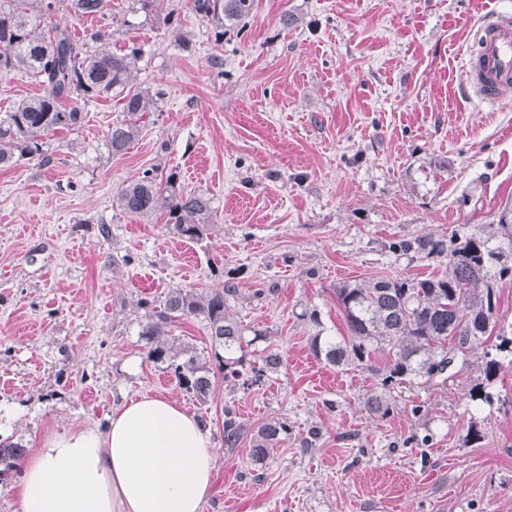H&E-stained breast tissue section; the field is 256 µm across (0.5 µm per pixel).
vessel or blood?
Listing matches in <instances>:
<instances>
[{"mask_svg":"<svg viewBox=\"0 0 512 512\" xmlns=\"http://www.w3.org/2000/svg\"><path fill=\"white\" fill-rule=\"evenodd\" d=\"M477 44L478 54L471 60L472 84L486 100H498L512 88V21L487 18Z\"/></svg>","mask_w":512,"mask_h":512,"instance_id":"obj_1","label":"vessel or blood"}]
</instances>
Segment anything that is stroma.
<instances>
[{"mask_svg":"<svg viewBox=\"0 0 512 512\" xmlns=\"http://www.w3.org/2000/svg\"><path fill=\"white\" fill-rule=\"evenodd\" d=\"M183 2L169 5L191 53L159 16L113 38L144 51L136 86L167 92L125 153L107 148L121 112L103 99L50 137L48 165L0 168V439L34 449L48 432L105 424L124 401L166 396L212 435L202 512H512V366L488 386L493 405L470 409L484 366L472 349L446 383L396 389L380 418L363 401L384 355L340 370L308 346L319 328L345 334L339 284L445 272L393 242L485 230L512 200V91L485 101L463 63L473 31L512 18V0H257L244 35L221 38ZM446 67L452 97L435 88ZM149 168L210 199L202 239L113 208ZM228 281L227 316L267 334L248 359L267 347L281 367L248 391L215 372L202 404L149 359L145 306ZM170 334L213 359L203 317L175 319ZM228 407L244 428L231 450ZM273 419L288 433L254 462L251 439Z\"/></svg>","mask_w":512,"mask_h":512,"instance_id":"1","label":"stroma"}]
</instances>
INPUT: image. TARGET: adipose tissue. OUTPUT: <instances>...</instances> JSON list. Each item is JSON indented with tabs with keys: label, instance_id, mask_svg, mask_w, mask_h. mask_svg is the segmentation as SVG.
Returning <instances> with one entry per match:
<instances>
[{
	"label": "adipose tissue",
	"instance_id": "ef3b65f1",
	"mask_svg": "<svg viewBox=\"0 0 512 512\" xmlns=\"http://www.w3.org/2000/svg\"><path fill=\"white\" fill-rule=\"evenodd\" d=\"M214 465L195 415L143 395L106 426L49 434L22 466V512H202Z\"/></svg>",
	"mask_w": 512,
	"mask_h": 512
}]
</instances>
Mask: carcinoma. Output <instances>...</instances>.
<instances>
[{
  "mask_svg": "<svg viewBox=\"0 0 512 512\" xmlns=\"http://www.w3.org/2000/svg\"><path fill=\"white\" fill-rule=\"evenodd\" d=\"M112 0H0V78L22 73L40 87L34 97L22 99L0 116V167L28 159L49 163L48 138L81 126L85 106L119 97L123 117L107 131L106 145L124 153L142 129L141 120L157 109L166 96L162 88L128 89L143 50H112L114 33L100 28L78 38L52 23L60 11L81 17H103ZM133 12L149 15L164 9V0H132ZM184 8L212 24L218 36L240 31L255 8V0H185ZM116 207L133 216L157 214L169 231L186 240H198L213 221L210 199L184 191L179 176L161 177L154 169L123 185L113 197ZM398 255L423 254L446 260L448 274L409 278L401 275L336 287L347 335L310 337L314 357L341 370L365 368L371 355L384 352L387 361L376 388L366 395L364 408L375 416L393 411L392 390L420 379L427 383L444 375L459 355L475 346L491 344L509 360L484 353V379L491 382L506 364L512 366V336L506 335L497 314L498 288L512 282V204H506L487 233L455 234L448 238L418 237L392 244ZM237 293L233 282L224 291L202 294L173 288L151 309L141 335L152 344L148 355L168 362L179 386L199 403L212 387V365L192 350L167 339L177 317L201 316L215 344L214 358L224 381L249 390L276 373L277 353L262 356L256 366L246 360L244 328L224 315V297ZM242 426L236 413L224 408V447L235 448ZM288 433V424L272 420L258 428L251 456L262 462L274 454ZM18 442L0 441V476L26 454Z\"/></svg>",
  "mask_w": 512,
  "mask_h": 512,
  "instance_id": "carcinoma-1",
  "label": "carcinoma"
}]
</instances>
